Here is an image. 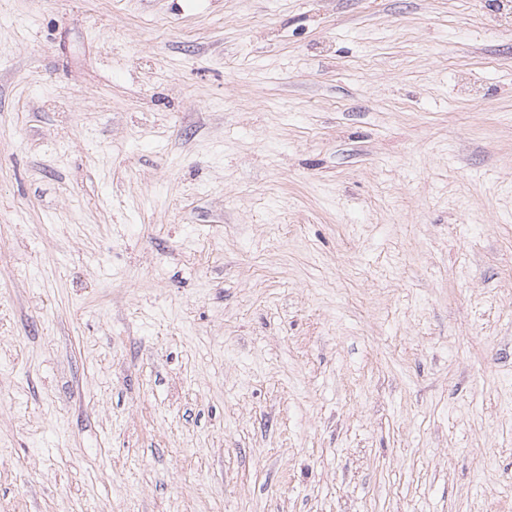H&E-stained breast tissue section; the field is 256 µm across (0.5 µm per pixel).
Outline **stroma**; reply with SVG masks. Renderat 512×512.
<instances>
[{"label": "stroma", "instance_id": "1", "mask_svg": "<svg viewBox=\"0 0 512 512\" xmlns=\"http://www.w3.org/2000/svg\"><path fill=\"white\" fill-rule=\"evenodd\" d=\"M0 512H512V0H0Z\"/></svg>", "mask_w": 512, "mask_h": 512}]
</instances>
